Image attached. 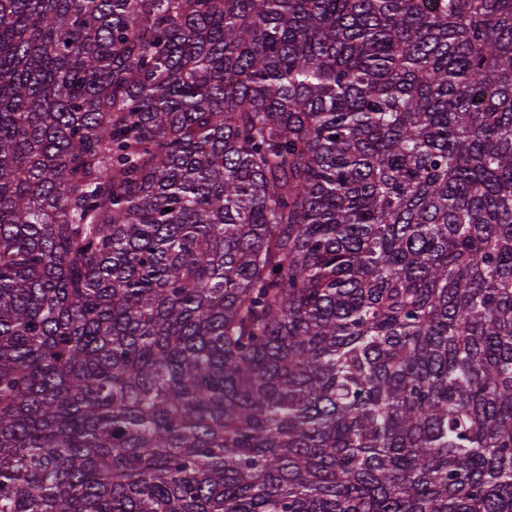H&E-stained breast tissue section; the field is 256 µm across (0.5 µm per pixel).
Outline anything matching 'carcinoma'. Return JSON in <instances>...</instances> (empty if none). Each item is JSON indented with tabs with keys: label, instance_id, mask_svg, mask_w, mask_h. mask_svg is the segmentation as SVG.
<instances>
[{
	"label": "carcinoma",
	"instance_id": "carcinoma-1",
	"mask_svg": "<svg viewBox=\"0 0 512 512\" xmlns=\"http://www.w3.org/2000/svg\"><path fill=\"white\" fill-rule=\"evenodd\" d=\"M0 512H512V0H0Z\"/></svg>",
	"mask_w": 512,
	"mask_h": 512
}]
</instances>
